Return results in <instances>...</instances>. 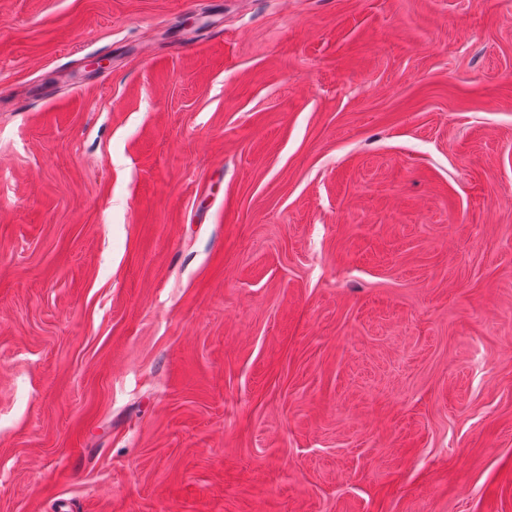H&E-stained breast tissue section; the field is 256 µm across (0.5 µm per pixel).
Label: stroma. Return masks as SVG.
<instances>
[{
    "mask_svg": "<svg viewBox=\"0 0 512 512\" xmlns=\"http://www.w3.org/2000/svg\"><path fill=\"white\" fill-rule=\"evenodd\" d=\"M62 500L512 512V0H0V512Z\"/></svg>",
    "mask_w": 512,
    "mask_h": 512,
    "instance_id": "stroma-1",
    "label": "stroma"
}]
</instances>
